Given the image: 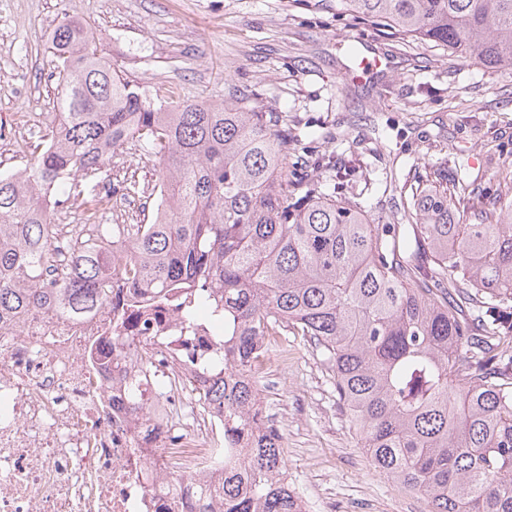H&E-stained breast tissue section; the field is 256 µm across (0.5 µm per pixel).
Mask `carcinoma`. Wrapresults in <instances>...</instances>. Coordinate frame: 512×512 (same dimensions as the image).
<instances>
[{"label":"carcinoma","mask_w":512,"mask_h":512,"mask_svg":"<svg viewBox=\"0 0 512 512\" xmlns=\"http://www.w3.org/2000/svg\"><path fill=\"white\" fill-rule=\"evenodd\" d=\"M340 10L396 33L442 45L489 69L512 70V0H337ZM75 20L51 36L62 80L59 122L22 170L0 174V320L39 304L68 314L110 301L111 239L101 224L82 239L62 285L38 288L56 255L46 197L80 196L133 142L158 157L165 208L129 234L134 288L169 294L208 288L232 324L216 368L248 365L260 336L303 337L331 373L374 467L420 495L428 512H512V188L485 172L492 196L469 198L479 223L456 215L470 183L441 170L419 183L404 218L372 222L364 203L332 183L330 157L316 173L288 169V129L251 97L221 105L155 103L120 77L100 42L80 40ZM258 381L219 378L207 402L246 431L261 399ZM281 436L250 441L241 468L224 473L222 512H300L280 482ZM215 493L194 487V512H213Z\"/></svg>","instance_id":"cac0c4a2"}]
</instances>
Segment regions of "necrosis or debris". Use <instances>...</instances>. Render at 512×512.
Listing matches in <instances>:
<instances>
[{"instance_id": "obj_1", "label": "necrosis or debris", "mask_w": 512, "mask_h": 512, "mask_svg": "<svg viewBox=\"0 0 512 512\" xmlns=\"http://www.w3.org/2000/svg\"><path fill=\"white\" fill-rule=\"evenodd\" d=\"M81 316L36 305L0 321V512H190L172 477L218 487L248 446L208 408L217 323L141 299ZM120 336L133 345H117Z\"/></svg>"}]
</instances>
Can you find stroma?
<instances>
[{
  "label": "stroma",
  "mask_w": 512,
  "mask_h": 512,
  "mask_svg": "<svg viewBox=\"0 0 512 512\" xmlns=\"http://www.w3.org/2000/svg\"><path fill=\"white\" fill-rule=\"evenodd\" d=\"M73 17L102 39L116 72L166 101L223 104L248 91L288 117V166L312 172L314 147L337 164L360 158L374 183L362 192L374 223L391 224L411 186L449 160L485 190L484 172L512 169V72L349 17L336 0H8L0 11V130L20 131L29 164L55 112L58 81L46 47ZM375 68L361 67L362 58ZM288 367L261 376L267 414L285 441L289 483L340 512H427L426 502L376 469L311 347L283 336Z\"/></svg>",
  "instance_id": "35a3bbf8"
}]
</instances>
